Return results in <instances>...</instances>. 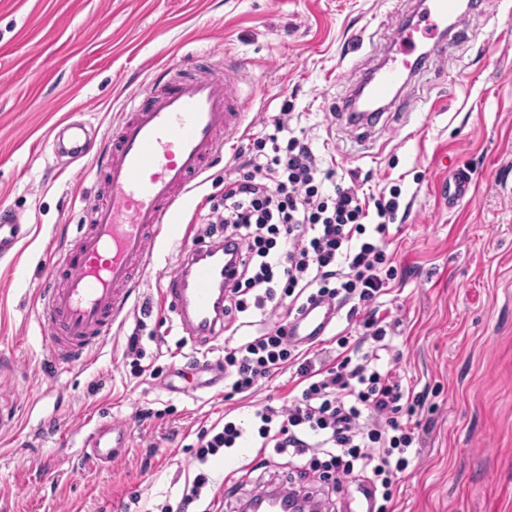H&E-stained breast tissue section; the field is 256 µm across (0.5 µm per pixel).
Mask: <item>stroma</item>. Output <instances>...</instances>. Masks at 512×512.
Segmentation results:
<instances>
[{"mask_svg":"<svg viewBox=\"0 0 512 512\" xmlns=\"http://www.w3.org/2000/svg\"><path fill=\"white\" fill-rule=\"evenodd\" d=\"M427 31L418 0H0V208L23 213L31 232L0 257V409L16 429L0 435V512H157L177 504L198 463V432L231 414L280 406L301 388L294 370L260 380L248 394L197 389L196 367L224 356L200 345L175 315L150 310L162 275L176 262L173 242L157 245L132 294L131 314L86 367L50 364L39 291L56 253L84 223V197L105 180L100 160L55 157L58 122L75 118L110 135L131 97L157 73L188 74L197 53L245 64L246 137L226 147L196 180L180 223L202 243L206 216L235 177L234 156L272 132L281 110L318 158L364 192L400 185L404 216L385 250L397 270L380 314L405 385L427 392L417 418L423 447L380 512H512V0L469 13L470 37L449 44L409 79L411 98L431 109L389 103L379 123L355 132L342 103L370 61L393 44L394 8ZM471 173L470 194L448 203L453 170ZM138 334L143 365L184 367L180 394L149 375L134 376L127 338ZM92 421L124 426L127 447L112 463L83 452ZM256 454L231 448L210 460L216 512H237L269 475L245 474Z\"/></svg>","mask_w":512,"mask_h":512,"instance_id":"stroma-1","label":"stroma"}]
</instances>
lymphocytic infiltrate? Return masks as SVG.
<instances>
[{
	"instance_id": "lymphocytic-infiltrate-1",
	"label": "lymphocytic infiltrate",
	"mask_w": 512,
	"mask_h": 512,
	"mask_svg": "<svg viewBox=\"0 0 512 512\" xmlns=\"http://www.w3.org/2000/svg\"><path fill=\"white\" fill-rule=\"evenodd\" d=\"M335 177V168L322 167L311 142L293 135L280 117L272 133L250 141L241 173L225 183L224 204L213 209L206 227L207 237L239 254L237 277L224 289V386L248 393L262 378L291 368L305 387L287 404L256 411V429L228 419L200 431L196 459L202 469L165 512H188L201 501L211 486L204 464L244 441L305 459L328 480L360 479L369 504L417 454L419 430L411 418L422 397L403 386L394 368H382L387 330L375 307L395 275L383 244L401 190L374 199ZM318 297L362 318L357 339L337 337L334 358L299 347L280 322L238 335L242 317L267 313L272 304L293 315Z\"/></svg>"
}]
</instances>
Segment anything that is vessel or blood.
<instances>
[{
    "label": "vessel or blood",
    "instance_id": "obj_1",
    "mask_svg": "<svg viewBox=\"0 0 512 512\" xmlns=\"http://www.w3.org/2000/svg\"><path fill=\"white\" fill-rule=\"evenodd\" d=\"M459 0H428L426 18L452 21L464 31ZM399 58L369 68L370 101L404 94L405 70L417 49L414 30L397 23ZM240 64L205 65L172 80L157 77L145 94L131 99L127 114L101 152L107 169L105 197L86 198L88 222L72 248L56 255L51 285L44 292L42 319L53 366L67 370L88 364L91 353L112 326L131 312L129 299L163 237L180 243L173 270L160 279L159 308L175 313L183 328L200 344L224 335V286L234 269L220 245L188 242L173 216L192 183L220 158L227 145L240 139L251 100L239 86ZM54 155L76 162L91 153L83 123L67 121L55 128ZM24 214L0 210V256L11 255L27 236ZM340 307L320 300L290 321L288 334L304 344L326 336ZM127 432L112 423L95 424L84 442L85 453L111 462L125 447Z\"/></svg>",
    "mask_w": 512,
    "mask_h": 512
}]
</instances>
